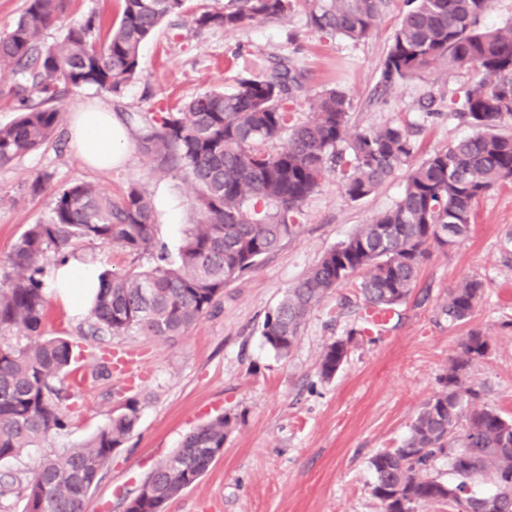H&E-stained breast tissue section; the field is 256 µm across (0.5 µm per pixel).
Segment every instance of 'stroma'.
Listing matches in <instances>:
<instances>
[{
	"label": "stroma",
	"instance_id": "1",
	"mask_svg": "<svg viewBox=\"0 0 512 512\" xmlns=\"http://www.w3.org/2000/svg\"><path fill=\"white\" fill-rule=\"evenodd\" d=\"M402 10L403 0H388L380 29L359 42L319 34L301 14L233 32L198 31L183 17L171 16L141 46L138 73L121 96L84 89L64 95L57 107L66 116L97 107L116 116L155 112L207 90L232 91L244 62L290 56L309 91L342 84L352 102L350 133L416 123L414 158L420 161L470 135V127L451 116L448 103L475 73L440 64L377 96L380 65ZM92 12L104 23L115 22L121 2L71 0L49 29V41L61 40ZM43 173L52 184L90 182L115 197L141 183L154 201L155 237L171 250L197 218L195 189L182 176L157 172L134 146L121 164L90 167L63 123L48 144L0 168V261L29 225L50 216L49 192L31 191ZM406 176V169H398L356 202L344 197L337 177H328L305 202L298 234L229 283L217 308L181 336L159 339L134 330L95 336L87 310L46 293V328L72 343V367L84 383L68 427L42 448L0 461V471L30 479L36 458L84 444L134 395L140 401L137 427L92 490L88 512H120L122 499L179 448L187 432L219 414L233 420L223 456L164 512H381L370 460L406 439L471 329L486 336L489 351L472 364L468 378L483 388L485 403L512 419V182L478 201L466 236L446 249H432L398 317L380 333L353 334L352 317L337 316L331 294L307 316L288 356H278L263 341L264 316L288 286L359 225L391 208ZM69 258L117 274L153 263L151 255L136 257L97 243L80 246ZM472 277L484 283L482 300L468 322H449L442 312L449 290ZM347 337L352 343L343 365L332 379L322 378L324 347ZM116 352L143 369L140 385L103 371V362Z\"/></svg>",
	"mask_w": 512,
	"mask_h": 512
}]
</instances>
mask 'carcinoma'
I'll return each instance as SVG.
<instances>
[{"label":"carcinoma","instance_id":"1","mask_svg":"<svg viewBox=\"0 0 512 512\" xmlns=\"http://www.w3.org/2000/svg\"><path fill=\"white\" fill-rule=\"evenodd\" d=\"M118 24L102 31L95 14L47 44L45 32L69 0H27L10 29L0 34V67L15 77L11 88L19 117L0 127V167L39 149L52 137L62 112L61 92L93 88L118 95L136 76L141 44L162 21L189 13L197 30H236L246 24L284 21L305 14L307 24L329 37L353 41L377 32L387 0H224L220 9L186 8V0H121ZM387 53L379 87L384 93L444 62L477 73L454 116L473 133L410 167L395 204L328 251L287 288L265 314L261 335L286 357L308 313L351 282L361 310H393L408 298L420 267L436 245L464 237L474 203L499 182L512 179V135L497 133L512 121V24L481 27L491 0H406ZM308 115L296 117L301 103ZM351 99L342 89L314 94L304 76L284 59L265 72L242 74L232 92L210 90L182 108L127 114L135 144L157 171L184 177L196 189L199 218L176 251L155 240L148 191L131 185L119 199L91 183L57 185L51 216L31 224L0 264V461L40 448L65 429L77 390L66 383L72 345L44 334V260L87 240L128 253L151 252L154 265L124 275L104 273L90 309L92 335L137 329L148 336L183 335L209 314L224 287L257 260L295 237L305 201L329 175L342 194L359 201L412 160L413 125L390 123L348 137ZM288 135V146L267 152L258 144ZM484 284L471 278L448 292L442 308L452 323L465 322L482 298ZM18 329L27 342L8 341ZM354 333L328 344L319 359L331 378L348 355ZM461 354L439 378L440 389L423 405L403 443L371 459L374 496L382 512H417L421 504L448 501L457 512H512V420L481 403L482 389L466 382L467 368L489 349L479 330L468 331ZM140 402L128 396L121 411L79 448L46 455L26 484L0 472L3 502L21 496L23 512H86L113 453L133 433ZM232 425L218 416L189 432L143 480L144 492L128 512H161V506L195 485L214 461ZM454 476L434 474L439 459ZM492 478L495 492L474 486Z\"/></svg>","mask_w":512,"mask_h":512}]
</instances>
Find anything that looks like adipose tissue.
Here are the masks:
<instances>
[{"mask_svg":"<svg viewBox=\"0 0 512 512\" xmlns=\"http://www.w3.org/2000/svg\"><path fill=\"white\" fill-rule=\"evenodd\" d=\"M70 139L86 164L109 168L123 161L129 148L126 130L111 112L99 108L73 113L69 125ZM100 280L89 265L67 263L53 273V287L72 304L84 303L88 295L98 290Z\"/></svg>","mask_w":512,"mask_h":512,"instance_id":"1","label":"adipose tissue"}]
</instances>
